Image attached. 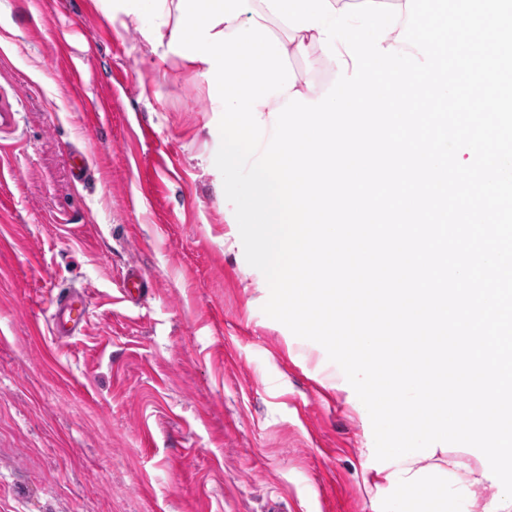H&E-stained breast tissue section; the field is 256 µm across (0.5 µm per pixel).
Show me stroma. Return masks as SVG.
<instances>
[{
	"instance_id": "obj_1",
	"label": "stroma",
	"mask_w": 512,
	"mask_h": 512,
	"mask_svg": "<svg viewBox=\"0 0 512 512\" xmlns=\"http://www.w3.org/2000/svg\"><path fill=\"white\" fill-rule=\"evenodd\" d=\"M153 61L101 0H0L18 114L1 143L0 512H387L337 365L262 310L214 163L223 113L196 71ZM68 287L89 319L60 342ZM86 294L73 288L61 290L52 302L49 325L59 339L80 334L86 324Z\"/></svg>"
}]
</instances>
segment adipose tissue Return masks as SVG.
Segmentation results:
<instances>
[{"label": "adipose tissue", "instance_id": "ef3b65f1", "mask_svg": "<svg viewBox=\"0 0 512 512\" xmlns=\"http://www.w3.org/2000/svg\"><path fill=\"white\" fill-rule=\"evenodd\" d=\"M156 64L177 57L194 68L207 82L213 111L223 113L225 169H236L246 154L261 155L272 137V109L293 92L317 99L322 89L311 71H294V57L323 64L317 29L291 30L280 22L262 0H123L120 27L140 25ZM483 466L464 460L431 456L427 464L418 458L383 470L394 501L390 512H418L419 497L428 488L453 485L452 498L434 497L430 512H485L471 489L484 483Z\"/></svg>", "mask_w": 512, "mask_h": 512}]
</instances>
